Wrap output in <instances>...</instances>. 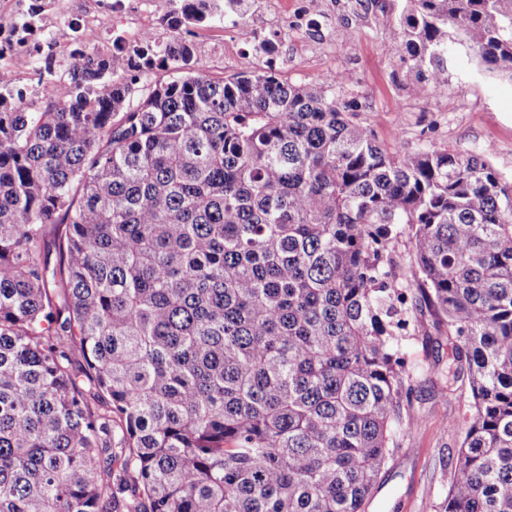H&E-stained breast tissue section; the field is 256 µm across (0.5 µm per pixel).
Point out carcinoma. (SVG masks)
<instances>
[{"label": "carcinoma", "mask_w": 512, "mask_h": 512, "mask_svg": "<svg viewBox=\"0 0 512 512\" xmlns=\"http://www.w3.org/2000/svg\"><path fill=\"white\" fill-rule=\"evenodd\" d=\"M249 8L174 0L38 112L0 83V512H364L421 304L469 393L440 512H512V180L384 148L345 71H197L193 29ZM385 49L415 97L461 53L512 81V0H405ZM392 256L395 263V273L398 278L397 282L399 286L400 284L404 285L410 262V245L406 234H401L396 239Z\"/></svg>", "instance_id": "obj_1"}]
</instances>
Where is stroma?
I'll return each mask as SVG.
<instances>
[{"label":"stroma","mask_w":512,"mask_h":512,"mask_svg":"<svg viewBox=\"0 0 512 512\" xmlns=\"http://www.w3.org/2000/svg\"><path fill=\"white\" fill-rule=\"evenodd\" d=\"M403 6L404 0H254L249 15L264 19L271 31L282 18L295 21L298 31L288 40L283 78L308 82L332 70L348 72L350 81L337 87L336 96L380 144L483 150L488 163L511 180L512 83L489 76L475 59L463 56L450 72L446 92L411 96L399 61L384 53L390 23ZM245 32L235 16L197 28V69L222 80L265 66ZM423 321L416 335L402 341L409 365L417 369L403 411L417 417L419 427L400 435L365 512H439L448 493L462 437L447 423L462 415L464 401L448 395L447 336L431 316Z\"/></svg>","instance_id":"stroma-1"}]
</instances>
